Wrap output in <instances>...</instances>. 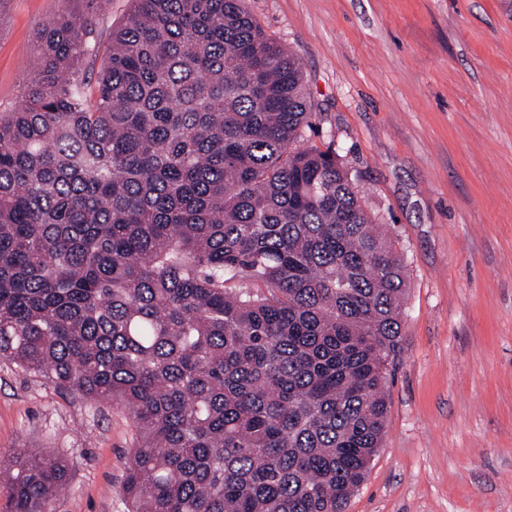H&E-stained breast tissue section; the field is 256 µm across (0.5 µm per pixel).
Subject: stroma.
<instances>
[{"label":"stroma","instance_id":"1","mask_svg":"<svg viewBox=\"0 0 512 512\" xmlns=\"http://www.w3.org/2000/svg\"><path fill=\"white\" fill-rule=\"evenodd\" d=\"M298 58L315 119L407 265L382 443L346 512H512V0H246ZM74 0H0V112L19 102L36 34ZM137 431L0 359L3 465L65 460L49 512H126Z\"/></svg>","mask_w":512,"mask_h":512}]
</instances>
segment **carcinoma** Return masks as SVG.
I'll return each mask as SVG.
<instances>
[{
    "instance_id": "carcinoma-1",
    "label": "carcinoma",
    "mask_w": 512,
    "mask_h": 512,
    "mask_svg": "<svg viewBox=\"0 0 512 512\" xmlns=\"http://www.w3.org/2000/svg\"><path fill=\"white\" fill-rule=\"evenodd\" d=\"M37 32L0 112V358L138 436L128 512H346L380 447L402 252L245 0H98ZM102 60L98 72L95 62ZM68 464L14 456L10 512ZM111 2L109 10L97 27L98 39L104 44L109 40L112 28L125 20L132 7L130 0H111Z\"/></svg>"
}]
</instances>
